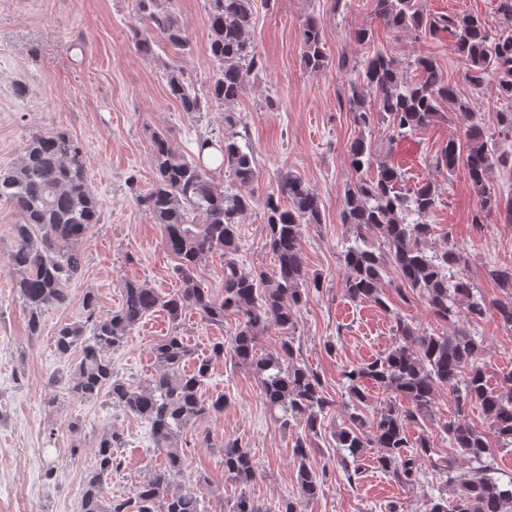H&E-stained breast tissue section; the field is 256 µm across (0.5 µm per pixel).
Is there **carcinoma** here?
<instances>
[{"label":"carcinoma","instance_id":"carcinoma-1","mask_svg":"<svg viewBox=\"0 0 512 512\" xmlns=\"http://www.w3.org/2000/svg\"><path fill=\"white\" fill-rule=\"evenodd\" d=\"M136 14L154 38H140L146 53L153 46L188 51L192 39L172 7V0H134ZM254 0H205L209 52L215 74L205 91L195 88L181 70L163 73L168 95L181 111H226L224 120L245 90L247 74L262 66L250 40ZM496 12L506 27L493 30L476 14L429 16L418 0H375V15L387 27L414 37H452L454 52L466 61L464 94L443 75L434 58L418 56L407 66L379 48L352 66L345 104L360 133L350 143L348 165L354 178L344 183L340 223L348 232L340 254L345 271L343 287L353 303L370 302L388 309L384 285L403 298L416 294L433 317L453 326L449 334L429 333L404 316L393 319L394 341L379 357L343 372L346 420L334 433L336 447L353 461L374 448L377 468L402 486L418 483L425 463L439 475L438 494L430 497L429 512H512V476L504 481L484 471H464L453 459L433 461L438 442L479 463L492 445L512 447V370L490 387L480 365L482 339L470 325L490 319L512 332V264L491 265L487 275L504 298L488 304L476 295V285L463 274L465 249L448 242L429 246L430 217L442 202L438 178L454 176L464 165L478 207L472 223L482 224L495 214L512 226V197L490 191L489 175L496 167L512 169V0H496ZM301 61L311 71L329 63L324 51L323 22L309 16L299 33ZM413 69L415 75L408 74ZM492 85L501 107L495 112L496 132L487 134L475 95ZM463 121V133L452 134L429 160L437 174L410 186L404 172L391 164L390 151L373 137L384 128L387 142L410 139L445 117L443 106ZM215 149L217 167L229 172L230 183L216 180L203 154ZM150 164L152 189L140 202L160 226L166 249L177 259L178 292L163 295L147 282L126 280L115 310H100L92 288L83 292V317L58 325L55 351L65 357L79 352L78 361L62 383L72 400L119 407L149 427L161 464L128 497L109 498L106 487L120 467L117 448L123 436L110 427L92 449L93 465L79 491L78 512H208L214 493L209 480L181 483L185 472L183 433L198 422L224 414V392L208 397L203 388L216 361L226 357L249 364L260 378L261 396L269 410L280 411L283 425L296 416L303 433L293 440L294 470L301 493L284 500L277 512H300L304 502L322 492L323 478L309 465L325 415L336 405L323 388L320 375L300 360L294 333L298 313L310 288L321 279L309 273L302 247L304 230L322 223L318 192L297 174L287 171L263 203L267 245L274 255L269 270L246 272L239 263L241 221L256 199L247 191L256 180L247 131H235L197 142V154L177 153L163 133L153 136ZM0 201L12 205L20 221L13 225L15 246L10 263L14 288L27 317L28 333L38 336L45 315L71 301L68 285L82 274L83 240L101 223L99 199L86 172L83 151L65 130L31 133L17 161L0 165ZM224 261V297L214 298L201 288L200 265L213 255ZM162 311L171 325L169 335L151 347L154 373L137 385L112 366V355L147 316ZM237 316L232 336L195 356L181 336L189 313L209 325H224L227 313ZM274 328L283 334L272 349L260 348L261 336ZM386 397L371 416L362 407L370 402L367 385ZM455 395L458 419L433 426L436 393ZM471 406L480 408L488 423L482 429L466 418ZM419 428L410 442L407 427ZM224 476L246 486L261 476L251 455L235 442L221 444ZM234 512H270L264 503L243 492Z\"/></svg>","mask_w":512,"mask_h":512}]
</instances>
